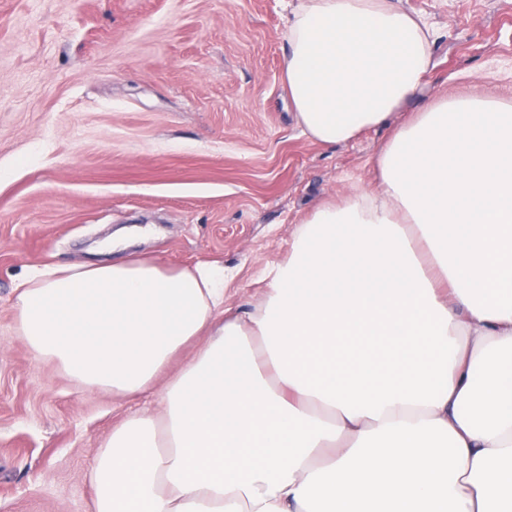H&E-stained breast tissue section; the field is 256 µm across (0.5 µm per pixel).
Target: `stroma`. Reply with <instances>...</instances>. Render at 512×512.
<instances>
[{
	"mask_svg": "<svg viewBox=\"0 0 512 512\" xmlns=\"http://www.w3.org/2000/svg\"><path fill=\"white\" fill-rule=\"evenodd\" d=\"M297 0H0V512H92L113 426L155 398L81 388L15 331L34 270L137 254L218 261L254 303L315 209L377 188L389 129L325 146L283 81ZM436 32L434 69L394 124L435 101L512 104V0H399Z\"/></svg>",
	"mask_w": 512,
	"mask_h": 512,
	"instance_id": "35a3bbf8",
	"label": "stroma"
}]
</instances>
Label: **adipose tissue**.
I'll return each instance as SVG.
<instances>
[{"instance_id": "adipose-tissue-1", "label": "adipose tissue", "mask_w": 512, "mask_h": 512, "mask_svg": "<svg viewBox=\"0 0 512 512\" xmlns=\"http://www.w3.org/2000/svg\"><path fill=\"white\" fill-rule=\"evenodd\" d=\"M286 38L294 124L322 145L391 126L433 66L394 0H299ZM392 128L378 190L298 224L251 309L216 262L17 285L33 355L161 402L102 443L93 512H512V105L445 98Z\"/></svg>"}]
</instances>
